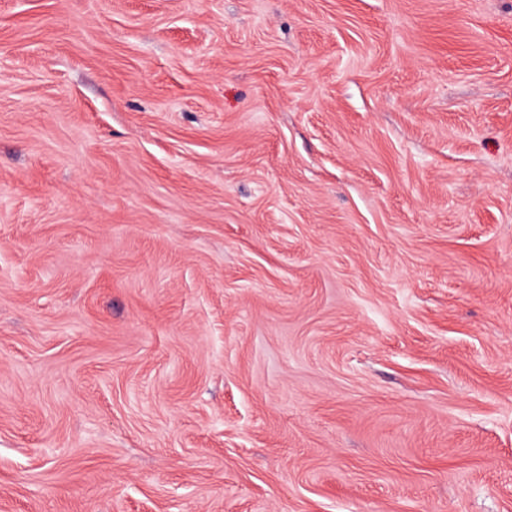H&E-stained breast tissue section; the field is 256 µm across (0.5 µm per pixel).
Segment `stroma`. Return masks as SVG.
Listing matches in <instances>:
<instances>
[{
	"instance_id": "stroma-1",
	"label": "stroma",
	"mask_w": 512,
	"mask_h": 512,
	"mask_svg": "<svg viewBox=\"0 0 512 512\" xmlns=\"http://www.w3.org/2000/svg\"><path fill=\"white\" fill-rule=\"evenodd\" d=\"M0 512H512V0H0Z\"/></svg>"
}]
</instances>
